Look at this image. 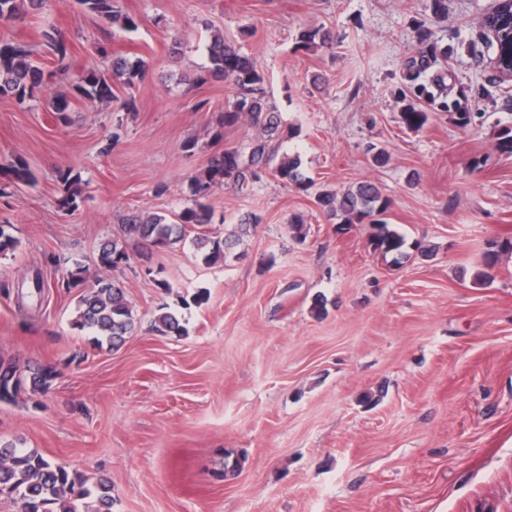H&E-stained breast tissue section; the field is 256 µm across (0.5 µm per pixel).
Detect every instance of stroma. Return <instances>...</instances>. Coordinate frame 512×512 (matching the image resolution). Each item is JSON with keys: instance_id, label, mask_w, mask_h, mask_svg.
<instances>
[{"instance_id": "obj_1", "label": "stroma", "mask_w": 512, "mask_h": 512, "mask_svg": "<svg viewBox=\"0 0 512 512\" xmlns=\"http://www.w3.org/2000/svg\"><path fill=\"white\" fill-rule=\"evenodd\" d=\"M497 4L448 0L440 15L432 0H117L140 19L125 33L51 0L0 23L38 60L42 30L72 41L49 98L103 66L99 46L148 65L132 121L74 100L62 125L43 104L0 97V165L20 156L36 177L0 195V224L19 241L0 257V356L59 372L46 395L0 402V439L108 479L114 512H512V255L473 281L488 242L512 239V157L496 150L512 84L474 94L494 75L480 22ZM415 20L455 45L448 71L470 95V125L448 112L401 124L394 92ZM312 27L333 44L296 50ZM215 29L264 74L286 130L277 156L299 155L311 186L226 182L211 199L223 260L187 242L132 256L115 276L140 327L119 349L94 347L70 321L103 273L101 241L129 214L187 206L189 175L257 134L245 120L217 129L227 82L192 83ZM202 99L212 111H196ZM477 156L486 164L471 168ZM68 167L82 177L71 213L57 205ZM362 183L389 201L401 263L373 250L369 225L339 226L316 203ZM77 261L87 273L70 288ZM36 270L49 283L39 304L17 296ZM202 288L187 335L153 328L160 307Z\"/></svg>"}]
</instances>
